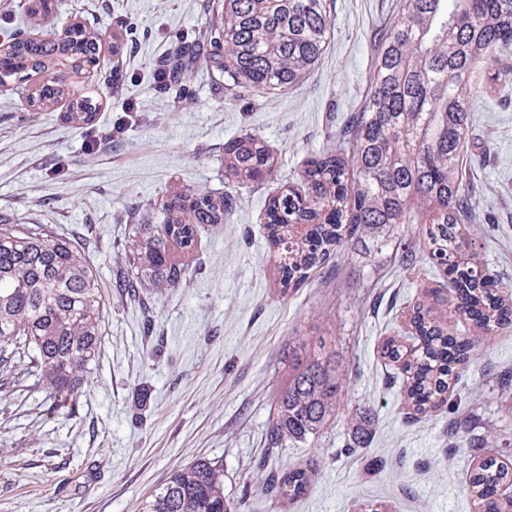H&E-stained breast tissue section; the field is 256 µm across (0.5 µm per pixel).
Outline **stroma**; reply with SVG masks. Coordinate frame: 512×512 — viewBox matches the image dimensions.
Masks as SVG:
<instances>
[{
  "instance_id": "obj_1",
  "label": "stroma",
  "mask_w": 512,
  "mask_h": 512,
  "mask_svg": "<svg viewBox=\"0 0 512 512\" xmlns=\"http://www.w3.org/2000/svg\"><path fill=\"white\" fill-rule=\"evenodd\" d=\"M24 0H0V32L58 39L83 25L102 40L100 64L68 76L91 97V132L72 127L67 100L35 110L26 97L48 78L0 85V217L76 239L99 272L102 342L76 399L58 407L45 385L20 375L0 388V512H141L173 470L206 458L224 464V494L241 512H473L471 470L493 456L512 464V329L485 337L429 416L408 414L402 376L378 347L407 332L416 301L444 284L423 251L424 225L399 242L365 237L280 293L261 218L273 188H237L238 208L201 233L182 285L121 297L125 241L152 224L174 193L221 192L224 143L249 131L271 148L280 181L345 129L365 98L373 34L401 0H333L326 50L297 88L224 99L222 76L199 62L183 94L158 93L153 65L175 38H194L214 0H59L28 19ZM475 104L466 182L483 213L470 231L485 271L512 295V72ZM96 147H89V140ZM325 339L345 391L335 420L314 440L281 449L275 470L317 459L310 492L282 506L262 494L255 466L285 382L288 347ZM374 418L356 442L352 412Z\"/></svg>"
}]
</instances>
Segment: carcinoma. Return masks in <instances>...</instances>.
I'll return each mask as SVG.
<instances>
[{
  "mask_svg": "<svg viewBox=\"0 0 512 512\" xmlns=\"http://www.w3.org/2000/svg\"><path fill=\"white\" fill-rule=\"evenodd\" d=\"M220 22L195 39H178L156 62L165 73L160 93L183 90L200 60L224 75V98L247 89L276 94L299 85L319 62L332 20L329 0H218ZM100 38L81 27L65 41L10 35L0 84L21 81L64 58L81 70L99 57ZM378 44L361 111L336 143L305 162L295 185L268 199L266 228L283 291L302 287L341 248L367 234L386 242L404 224H426L427 256L443 269L446 304L484 333L512 327V303L498 282L464 256L477 241L470 224L478 204L463 185V163L473 105L493 98L496 86L477 80L512 55V0H403L375 35ZM69 94L50 80L29 98L41 108ZM87 97L70 99L65 118L92 125ZM224 178L237 184L274 181V158L245 132L224 142ZM237 207L230 192L175 194L161 204L158 224H137L128 238L131 273L115 287L134 298L140 287L177 288L188 272L182 255L202 229L222 224ZM102 296L98 271L75 240L41 227L0 222V374L24 365L59 402L76 396L83 372L101 345ZM418 348L399 337L381 343L383 359L399 365L410 413L427 415L448 402L482 336L450 337L417 303L410 315ZM326 342H298L288 352L287 383L276 398L266 440L274 451L288 440L316 437L336 418L343 389ZM314 461L264 475L263 494L285 506L309 491ZM512 467L483 459L469 477L474 512H512L500 497ZM141 512H237L224 497V464L201 458L176 469Z\"/></svg>",
  "mask_w": 512,
  "mask_h": 512,
  "instance_id": "carcinoma-1",
  "label": "carcinoma"
}]
</instances>
